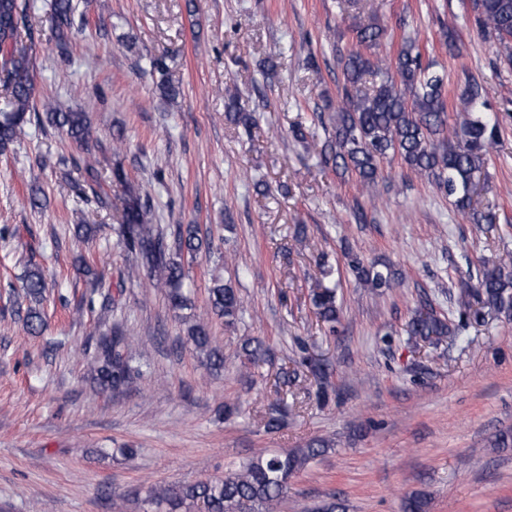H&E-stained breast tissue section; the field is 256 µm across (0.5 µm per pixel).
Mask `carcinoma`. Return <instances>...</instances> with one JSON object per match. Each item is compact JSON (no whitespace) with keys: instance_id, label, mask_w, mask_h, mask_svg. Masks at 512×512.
Here are the masks:
<instances>
[{"instance_id":"1","label":"carcinoma","mask_w":512,"mask_h":512,"mask_svg":"<svg viewBox=\"0 0 512 512\" xmlns=\"http://www.w3.org/2000/svg\"><path fill=\"white\" fill-rule=\"evenodd\" d=\"M471 9L481 34L499 44L504 61L511 65L512 0H471ZM85 24L84 13L75 0H52L50 26L62 57L70 55L72 43ZM386 34V28L380 25L356 30L357 47L339 59L343 83L336 105L334 136L314 147L325 164L354 173L358 184L367 189L377 185L384 161L396 157L408 169L431 178L436 188L464 213L471 205L474 177L483 169L495 132L481 101V88L474 80L465 81L460 98L466 105V115L453 129H448L444 73L436 70L433 62L424 60L416 41L409 37L402 39L394 58L378 55L376 49ZM32 42L26 7L19 0H0V86L5 91L0 101V152L20 144L33 123L46 124L65 133L72 142L87 145L95 136L86 113L63 109L37 90L30 71ZM150 73L157 81L160 95L169 102L176 101L181 88L170 76L166 59L152 58ZM224 117L247 131L256 124L254 113L245 111L238 91L230 86L224 89ZM60 164L70 165L64 172L70 182L99 183V170L89 158H64ZM151 208L149 193L127 186L116 233L118 243L134 258L128 276L142 268L158 273L154 287L164 291L173 308H187L191 300L183 291L185 263L193 262L203 250L222 263L224 252L213 251L200 236L196 224L176 226L175 252H170L164 228L149 223ZM345 259L357 280L375 293L392 287L397 279L391 268L379 269L353 251L346 252ZM45 290L41 270L35 266L28 268L21 288L26 307L18 308V314L32 334L41 333L45 327ZM207 291L211 312L223 319L225 325H234L242 308L237 288L230 281L214 277ZM310 301L319 321L330 332H336V289L318 281L310 289ZM454 301L462 318L476 304L482 309L511 313L512 267L482 266L476 285L463 284ZM82 302L105 316L112 311L115 299L111 288L101 287L82 298ZM406 332L417 343L433 345L451 333V328L449 320L433 309L420 308L410 319ZM187 336L204 355L210 369L224 368V350L213 341L205 324H188ZM240 357L246 369H258L270 361L268 348L257 337H243ZM93 369L104 391H120L143 375L141 363L129 354V337L121 325L115 323L96 337ZM329 450L330 441L326 439H313L303 448L282 453L264 450L221 480L156 489L152 502L165 506V512H191L194 508L203 512H277L288 495L291 477Z\"/></svg>"}]
</instances>
